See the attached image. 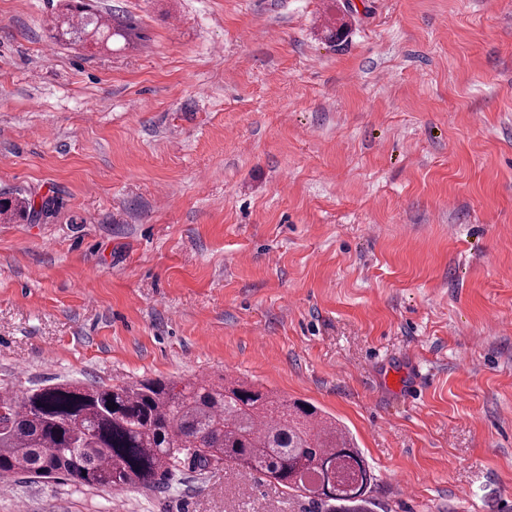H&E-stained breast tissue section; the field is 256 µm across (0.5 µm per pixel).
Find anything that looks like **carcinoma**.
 <instances>
[{"label":"carcinoma","instance_id":"carcinoma-1","mask_svg":"<svg viewBox=\"0 0 512 512\" xmlns=\"http://www.w3.org/2000/svg\"><path fill=\"white\" fill-rule=\"evenodd\" d=\"M52 28L59 42L105 45L136 37L82 0ZM50 209L0 197V214L36 221ZM0 477L62 479L112 490L150 487L189 462L202 470L247 468L308 498L315 512H372V466L352 437L313 404L281 400L245 381L201 378L182 385L144 378L111 387L53 383L0 393Z\"/></svg>","mask_w":512,"mask_h":512}]
</instances>
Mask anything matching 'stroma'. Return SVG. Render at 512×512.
<instances>
[{"instance_id": "obj_1", "label": "stroma", "mask_w": 512, "mask_h": 512, "mask_svg": "<svg viewBox=\"0 0 512 512\" xmlns=\"http://www.w3.org/2000/svg\"><path fill=\"white\" fill-rule=\"evenodd\" d=\"M0 0V391L242 379L345 426L375 512H512V0ZM349 25L346 40L329 28ZM0 512H311L247 470ZM66 9H70L69 16L62 14L52 28V35L59 42H84L93 38L97 43L112 44L113 40L125 42L136 37L134 28L123 20V17L112 15L103 20L89 5L80 0H73ZM2 195V194H1ZM50 201L44 200L40 207L37 209L35 203H31L28 199L24 198H14V203L9 195H2L0 199V214H7L12 209L18 212H21L23 216H26V219L30 222L37 221L40 216L44 213L48 212L50 209Z\"/></svg>"}]
</instances>
